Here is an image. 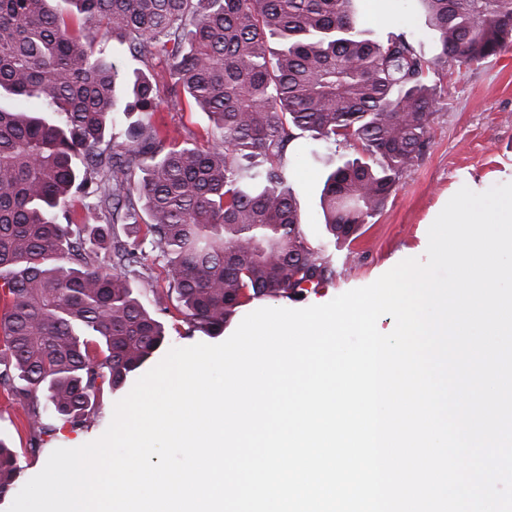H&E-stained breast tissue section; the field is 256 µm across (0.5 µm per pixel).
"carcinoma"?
<instances>
[{
  "label": "carcinoma",
  "mask_w": 512,
  "mask_h": 512,
  "mask_svg": "<svg viewBox=\"0 0 512 512\" xmlns=\"http://www.w3.org/2000/svg\"><path fill=\"white\" fill-rule=\"evenodd\" d=\"M362 2L0 0V392L27 401L31 450L87 426L163 346L170 309L219 336L256 300L336 279L288 184L298 135L332 150L325 231L351 243L428 145L431 76L512 45V0H410L431 58L411 31L373 38ZM111 39L147 69L169 63L167 98L109 60ZM185 97L213 123L206 148L158 117ZM142 212V240L122 239ZM144 243L166 262L162 294ZM20 474L0 438V497Z\"/></svg>",
  "instance_id": "obj_1"
}]
</instances>
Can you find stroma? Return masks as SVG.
<instances>
[{
	"label": "stroma",
	"mask_w": 512,
	"mask_h": 512,
	"mask_svg": "<svg viewBox=\"0 0 512 512\" xmlns=\"http://www.w3.org/2000/svg\"><path fill=\"white\" fill-rule=\"evenodd\" d=\"M435 81L441 94L431 117L429 146L403 172L384 209L362 226L358 239L332 249L338 270L335 283L296 300H267V307L321 305L373 283L404 259L424 258L431 224L461 187L480 193L512 183V50L452 75L436 76ZM161 116L169 129L206 144L211 124L195 105L186 102L166 108ZM313 147L311 140H295L285 160L289 181L299 195L301 222L317 244L323 239L319 197L326 166L310 158ZM123 396L120 390L105 393L104 421L88 429H62L49 449L76 448L99 438L115 402ZM23 418L21 405L0 401V437L9 439L18 451L21 478L26 481L41 471L47 457L27 453Z\"/></svg>",
	"instance_id": "stroma-1"
}]
</instances>
